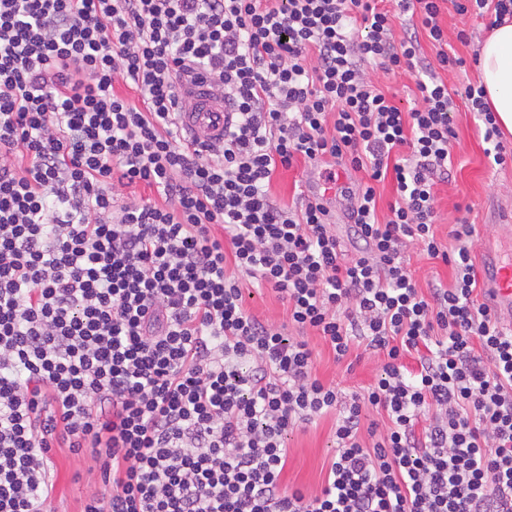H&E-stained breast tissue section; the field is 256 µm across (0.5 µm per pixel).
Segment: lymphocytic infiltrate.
Returning <instances> with one entry per match:
<instances>
[{
	"instance_id": "obj_1",
	"label": "lymphocytic infiltrate",
	"mask_w": 512,
	"mask_h": 512,
	"mask_svg": "<svg viewBox=\"0 0 512 512\" xmlns=\"http://www.w3.org/2000/svg\"><path fill=\"white\" fill-rule=\"evenodd\" d=\"M442 2L0 0V512H48L55 448L100 465L82 512H512V330L478 299L474 226L438 240L435 191L458 105L495 164L512 150L482 87L440 77L467 63L442 48ZM397 12L417 31L395 36ZM208 81L233 117L200 147L178 114ZM301 160L365 173L355 253L327 203L270 194ZM138 185L156 198L123 196ZM410 248L451 287L422 292ZM243 275L336 359L383 354L381 376L343 401L307 340L245 308ZM332 409L320 494L283 489L288 432ZM372 79L377 85L394 94L397 104L405 111L414 107V103L418 104L416 87L411 78L378 70L372 73Z\"/></svg>"
}]
</instances>
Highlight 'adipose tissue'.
<instances>
[{"label": "adipose tissue", "instance_id": "obj_1", "mask_svg": "<svg viewBox=\"0 0 512 512\" xmlns=\"http://www.w3.org/2000/svg\"><path fill=\"white\" fill-rule=\"evenodd\" d=\"M477 69L499 126L512 133V21L494 27L481 42Z\"/></svg>", "mask_w": 512, "mask_h": 512}]
</instances>
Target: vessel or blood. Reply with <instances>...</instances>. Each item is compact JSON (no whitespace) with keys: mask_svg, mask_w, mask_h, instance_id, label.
Instances as JSON below:
<instances>
[{"mask_svg":"<svg viewBox=\"0 0 512 512\" xmlns=\"http://www.w3.org/2000/svg\"><path fill=\"white\" fill-rule=\"evenodd\" d=\"M187 105L178 121L190 140L208 144L224 136V94L213 84L192 87L186 95ZM491 306L498 313L512 312V259L494 258L486 274Z\"/></svg>","mask_w":512,"mask_h":512,"instance_id":"vessel-or-blood-1","label":"vessel or blood"}]
</instances>
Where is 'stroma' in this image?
Wrapping results in <instances>:
<instances>
[{
    "label": "stroma",
    "instance_id": "obj_1",
    "mask_svg": "<svg viewBox=\"0 0 512 512\" xmlns=\"http://www.w3.org/2000/svg\"><path fill=\"white\" fill-rule=\"evenodd\" d=\"M448 35L449 51L470 56L477 41L489 32L487 19L445 10L441 18ZM466 31L467 41H460L459 31ZM457 137L453 142L452 168L446 182L437 187V236L447 248H455L450 231L460 219H468L475 228L472 251L476 266L485 264V247L499 255L512 257V234L504 229L512 221V163L494 165L484 153L483 128L467 108L455 116ZM323 165L294 164L278 170L271 192L285 203H292L308 183L324 179ZM307 339L315 353V373L324 382L334 384L343 398H350L376 381L380 374L378 355L358 351L343 361H336L330 346L315 332ZM335 419L326 415L313 423L289 432L285 439L288 463L282 474L287 489L318 493L325 484L330 462L336 452ZM54 479L55 512H81L87 493L101 485L100 465L90 453L74 454L66 448L53 449L46 461Z\"/></svg>",
    "mask_w": 512,
    "mask_h": 512
}]
</instances>
